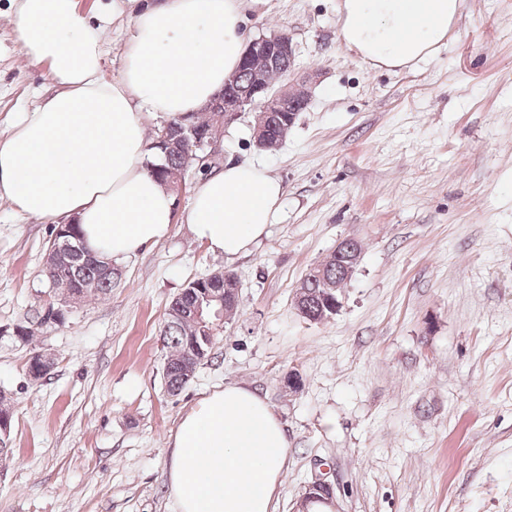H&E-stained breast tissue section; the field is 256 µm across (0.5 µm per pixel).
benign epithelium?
<instances>
[{
  "label": "benign epithelium",
  "mask_w": 512,
  "mask_h": 512,
  "mask_svg": "<svg viewBox=\"0 0 512 512\" xmlns=\"http://www.w3.org/2000/svg\"><path fill=\"white\" fill-rule=\"evenodd\" d=\"M294 59V49L291 38L281 33L270 38L260 37L248 42L240 68L248 73L250 81L244 92L235 96L227 93V89L235 85L237 75H232L224 80V90L215 94L202 108L204 112L218 113L219 125L222 129L224 126L234 122L244 112L254 113V139L258 147H265V138L270 126V117L274 112L288 113V123H293L299 112H288V101L296 96V91H301L304 97H309L304 82L296 78L293 66H288L281 71V81L278 86H273L266 75L263 68L257 66V62L264 61L270 66L279 65L283 62H290ZM188 132L191 134L193 141L188 143L187 158L202 162V158L198 157L196 150L210 148L205 159H210L217 155V141L215 131H201L194 127H189ZM52 249L60 256L68 259L85 258L89 256L88 249L81 240L72 241L62 234L54 237ZM209 280L215 282V286L204 290L205 299L213 304L211 313L215 317L222 315L224 304L227 297H235L238 291V281L233 275H221L214 273L209 276ZM52 288L55 290L59 304H47L46 310L53 315L54 322H59L62 315L71 311V309L80 304L78 296L72 292V284L65 280L59 279L52 282ZM328 498L332 495L331 485L325 480L318 478L313 481L304 496V500L316 499L318 495Z\"/></svg>",
  "instance_id": "7a95c632"
}]
</instances>
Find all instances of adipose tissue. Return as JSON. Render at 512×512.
<instances>
[{"instance_id": "adipose-tissue-1", "label": "adipose tissue", "mask_w": 512, "mask_h": 512, "mask_svg": "<svg viewBox=\"0 0 512 512\" xmlns=\"http://www.w3.org/2000/svg\"><path fill=\"white\" fill-rule=\"evenodd\" d=\"M247 0H139L118 79L102 75L103 33L76 0H17L25 59L49 65L56 91L0 139V200L30 217L81 225L87 246L119 261L166 238L175 197L149 172L147 117L199 111L235 72ZM461 0H342L339 34L363 63L415 65L448 37ZM283 194L257 164L225 163L195 190L192 235L234 258L266 235ZM176 512H273L289 441L258 389L211 392L169 440Z\"/></svg>"}]
</instances>
